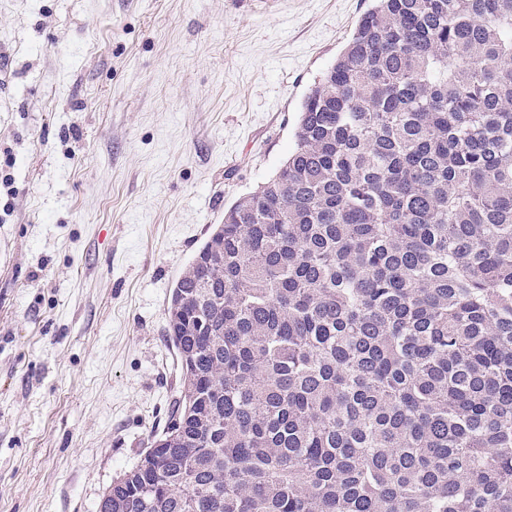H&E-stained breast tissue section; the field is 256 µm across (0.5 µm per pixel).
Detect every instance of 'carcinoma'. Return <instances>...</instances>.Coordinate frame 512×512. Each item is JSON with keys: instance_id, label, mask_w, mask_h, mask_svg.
I'll return each mask as SVG.
<instances>
[{"instance_id": "obj_1", "label": "carcinoma", "mask_w": 512, "mask_h": 512, "mask_svg": "<svg viewBox=\"0 0 512 512\" xmlns=\"http://www.w3.org/2000/svg\"><path fill=\"white\" fill-rule=\"evenodd\" d=\"M166 335L98 512H512V0H374Z\"/></svg>"}]
</instances>
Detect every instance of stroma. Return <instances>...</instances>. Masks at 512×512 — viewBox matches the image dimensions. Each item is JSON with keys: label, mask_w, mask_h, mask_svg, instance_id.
<instances>
[{"label": "stroma", "mask_w": 512, "mask_h": 512, "mask_svg": "<svg viewBox=\"0 0 512 512\" xmlns=\"http://www.w3.org/2000/svg\"><path fill=\"white\" fill-rule=\"evenodd\" d=\"M371 0H0V512H97L179 386L175 281Z\"/></svg>", "instance_id": "35a3bbf8"}]
</instances>
